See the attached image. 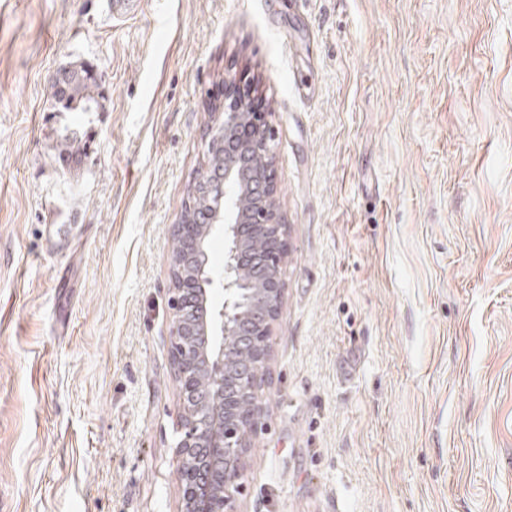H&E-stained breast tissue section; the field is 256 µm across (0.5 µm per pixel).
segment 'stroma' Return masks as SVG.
<instances>
[{
    "label": "stroma",
    "instance_id": "stroma-1",
    "mask_svg": "<svg viewBox=\"0 0 512 512\" xmlns=\"http://www.w3.org/2000/svg\"><path fill=\"white\" fill-rule=\"evenodd\" d=\"M112 2L0 0V512H183L171 230L228 81L290 228L238 512H512V0ZM69 69L70 74L64 72L60 78L61 82H58L64 86V89H61L58 92L59 101L62 103L63 107L70 112H79L74 108H70L68 105L64 104V100L78 99L84 97H95L94 87L95 83L90 81L83 80H73L72 74L76 71L83 72L82 66L80 67H71ZM69 75V76H68Z\"/></svg>",
    "mask_w": 512,
    "mask_h": 512
}]
</instances>
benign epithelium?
I'll use <instances>...</instances> for the list:
<instances>
[{"label": "benign epithelium", "mask_w": 512, "mask_h": 512, "mask_svg": "<svg viewBox=\"0 0 512 512\" xmlns=\"http://www.w3.org/2000/svg\"><path fill=\"white\" fill-rule=\"evenodd\" d=\"M246 96L224 100L209 114L206 150L214 156L215 174L208 189L219 205L209 209L188 199L173 227L170 306L173 369L180 388L181 437L175 454L183 462L197 448H213L223 461L237 463L224 471L219 491L211 489L216 470L199 466L187 487L184 512H236L250 437L261 425L262 402L255 398L242 418L234 416L228 393L235 378L227 365L240 351L269 366L273 329L286 293L283 266L288 225L280 212L272 166L273 128L263 114L245 111ZM261 156L263 165L244 170L245 160ZM265 249L252 246L257 233ZM224 237V255L213 266L209 242ZM252 270L254 283L241 273Z\"/></svg>", "instance_id": "obj_1"}]
</instances>
